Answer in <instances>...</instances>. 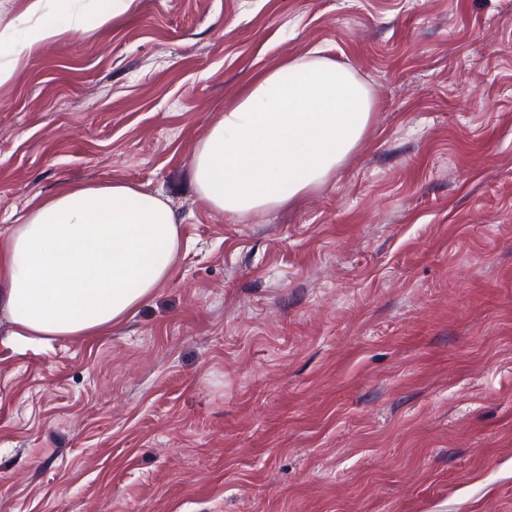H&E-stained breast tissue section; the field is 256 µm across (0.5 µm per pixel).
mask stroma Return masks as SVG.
Returning a JSON list of instances; mask_svg holds the SVG:
<instances>
[{
  "label": "stroma",
  "instance_id": "stroma-1",
  "mask_svg": "<svg viewBox=\"0 0 512 512\" xmlns=\"http://www.w3.org/2000/svg\"><path fill=\"white\" fill-rule=\"evenodd\" d=\"M0 0L80 16L0 87V234L68 183L178 212L171 278L51 346L0 312V512H512V0ZM374 102L321 190L226 218L188 165L312 50Z\"/></svg>",
  "mask_w": 512,
  "mask_h": 512
}]
</instances>
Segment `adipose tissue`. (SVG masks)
I'll list each match as a JSON object with an SVG mask.
<instances>
[{"mask_svg": "<svg viewBox=\"0 0 512 512\" xmlns=\"http://www.w3.org/2000/svg\"><path fill=\"white\" fill-rule=\"evenodd\" d=\"M373 112L352 71L308 54L264 72L214 122L189 167L201 204L230 218L321 189ZM182 222L159 195L126 183L60 188L0 243V311L25 342L125 324L172 275Z\"/></svg>", "mask_w": 512, "mask_h": 512, "instance_id": "adipose-tissue-1", "label": "adipose tissue"}]
</instances>
